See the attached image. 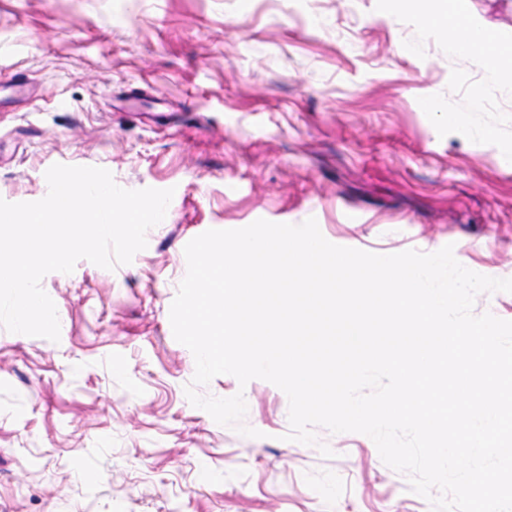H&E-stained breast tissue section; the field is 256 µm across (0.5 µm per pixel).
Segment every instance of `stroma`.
<instances>
[{
  "label": "stroma",
  "mask_w": 512,
  "mask_h": 512,
  "mask_svg": "<svg viewBox=\"0 0 512 512\" xmlns=\"http://www.w3.org/2000/svg\"><path fill=\"white\" fill-rule=\"evenodd\" d=\"M415 37L376 0H0V198H44L55 164L174 191L130 264L43 278L59 342L0 326V512H431L368 436L287 440L268 381L199 387L260 435L217 424L169 320L186 244L259 219L512 278V162L418 103L484 72Z\"/></svg>",
  "instance_id": "stroma-1"
}]
</instances>
